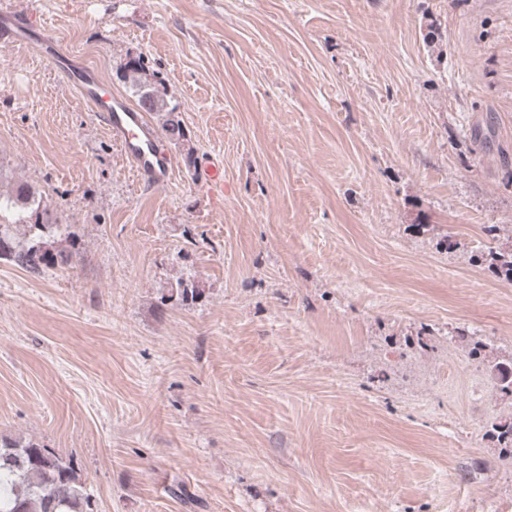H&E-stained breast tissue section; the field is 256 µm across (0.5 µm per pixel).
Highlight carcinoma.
Instances as JSON below:
<instances>
[{"label": "carcinoma", "mask_w": 512, "mask_h": 512, "mask_svg": "<svg viewBox=\"0 0 512 512\" xmlns=\"http://www.w3.org/2000/svg\"><path fill=\"white\" fill-rule=\"evenodd\" d=\"M117 76L130 84L142 110L161 115L163 136L182 147L183 163L195 165L191 133L159 73H148L145 58L139 56L121 67ZM0 207L15 217L12 224H0V261L40 275L70 267L80 254L81 239L70 226L47 219L43 194L16 179L1 162ZM490 267L496 276L512 281V251L492 255ZM175 291L184 306L204 296V289L183 280ZM0 512H95V505L72 460L45 444L0 434Z\"/></svg>", "instance_id": "obj_1"}]
</instances>
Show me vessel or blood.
Segmentation results:
<instances>
[{"label": "vessel or blood", "mask_w": 512, "mask_h": 512, "mask_svg": "<svg viewBox=\"0 0 512 512\" xmlns=\"http://www.w3.org/2000/svg\"><path fill=\"white\" fill-rule=\"evenodd\" d=\"M30 39L23 14L0 15V45L17 47ZM42 46L65 82L78 91L92 111L100 114L113 140L135 163L138 174L154 185L167 182L172 173V160L161 151L159 135L144 114L108 92L92 66L63 51L51 36H44Z\"/></svg>", "instance_id": "b4317fda"}]
</instances>
